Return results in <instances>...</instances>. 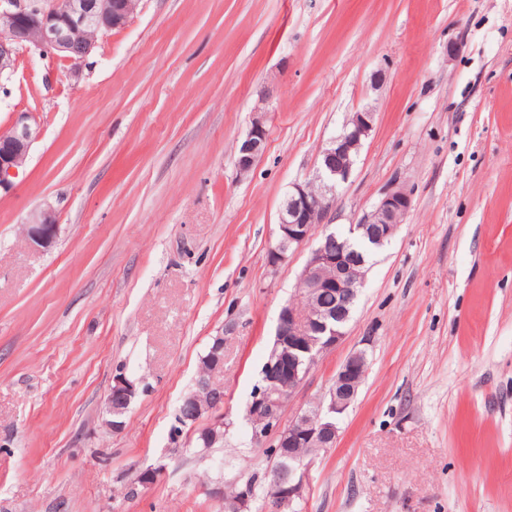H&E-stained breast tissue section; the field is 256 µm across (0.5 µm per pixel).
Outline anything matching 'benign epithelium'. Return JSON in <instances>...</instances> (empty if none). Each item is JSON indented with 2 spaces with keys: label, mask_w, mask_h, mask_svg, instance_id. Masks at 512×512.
Segmentation results:
<instances>
[{
  "label": "benign epithelium",
  "mask_w": 512,
  "mask_h": 512,
  "mask_svg": "<svg viewBox=\"0 0 512 512\" xmlns=\"http://www.w3.org/2000/svg\"><path fill=\"white\" fill-rule=\"evenodd\" d=\"M137 12L135 0H0V76L14 72L23 50H35L77 68L97 47L99 38L124 28ZM374 119L371 109L353 113L321 151L315 181L293 184L279 212L277 243L268 252V263L276 267L292 248L318 238L299 278L301 293L309 302L302 307L290 302L281 308L274 346L262 371L263 386L247 408L253 441L259 444L270 433H277L276 451L285 459V464L268 473L266 489L275 504L273 512L294 507L302 497L313 455L335 446L336 416L350 407L366 374V352L350 354L336 372L327 406L301 412L288 426L280 427L285 400L303 383L320 354L344 336L343 327L364 284V258L339 241L325 222L330 220L336 189L349 179L356 151L371 132ZM39 134L34 113L27 111L14 113L10 127L0 132V191H9L10 177L26 164ZM266 141L267 130L257 120L239 147L240 170L253 166ZM410 205L405 191H390L351 225L350 234L383 245L395 235ZM25 231L31 249L49 248L59 231L55 213L50 209L33 212ZM326 293L336 294V307L322 304ZM209 365L211 400L200 404L192 391L180 406L189 411L188 420L194 424L224 405V389L215 382L224 365L222 336L213 337ZM136 395V382L124 376L113 381L106 401L112 428L122 426V417ZM300 448H309L312 454L301 455Z\"/></svg>",
  "instance_id": "1"
}]
</instances>
